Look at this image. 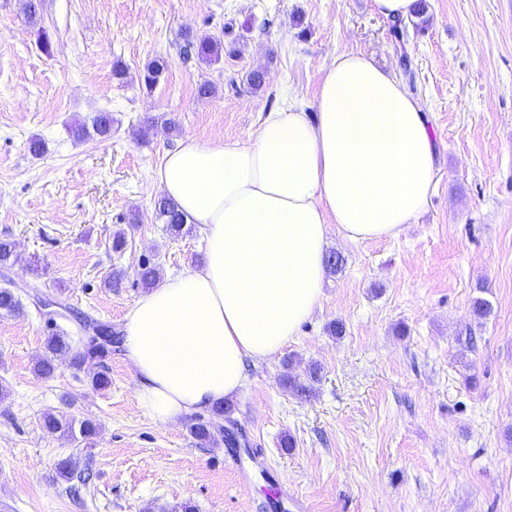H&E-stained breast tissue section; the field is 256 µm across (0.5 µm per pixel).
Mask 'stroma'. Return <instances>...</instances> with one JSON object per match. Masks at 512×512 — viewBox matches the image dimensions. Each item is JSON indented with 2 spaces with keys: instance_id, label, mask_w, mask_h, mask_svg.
I'll list each match as a JSON object with an SVG mask.
<instances>
[{
  "instance_id": "1",
  "label": "stroma",
  "mask_w": 512,
  "mask_h": 512,
  "mask_svg": "<svg viewBox=\"0 0 512 512\" xmlns=\"http://www.w3.org/2000/svg\"><path fill=\"white\" fill-rule=\"evenodd\" d=\"M36 2L31 23L23 0H0V239L17 257L0 288L37 286L115 335L144 292L142 261L166 274L204 258L198 225L175 239L156 215L166 150L249 141L291 103L314 111L325 68L353 51L397 73L409 61L439 152L427 208L397 237L349 243L329 230L342 262L320 308L249 366L230 417L204 416L233 419L236 447L195 439L191 414L151 419L124 348L80 367L61 356L38 375L47 336L75 323L48 322L26 296L21 313L0 314V512H299L296 497L300 512H512V0H425L400 39L372 0ZM187 29L226 34L236 56L183 58ZM156 57L167 67L148 89ZM259 67L253 93L246 77ZM205 82L215 93L202 98ZM101 112L111 135L76 136ZM478 298L487 318L472 313ZM313 365L309 392L283 385ZM96 372L111 386L94 388ZM49 411L94 419L93 444L48 433ZM68 457L94 474L77 501L55 480Z\"/></svg>"
}]
</instances>
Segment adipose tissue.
<instances>
[{"instance_id":"1","label":"adipose tissue","mask_w":512,"mask_h":512,"mask_svg":"<svg viewBox=\"0 0 512 512\" xmlns=\"http://www.w3.org/2000/svg\"><path fill=\"white\" fill-rule=\"evenodd\" d=\"M316 109L270 110L248 142L191 138L165 152L158 186L206 249L125 317L136 399L155 422L212 411L249 363L296 335L320 306L329 225L349 242L394 237L425 210L437 145L395 73L337 55Z\"/></svg>"}]
</instances>
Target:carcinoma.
<instances>
[{
	"mask_svg": "<svg viewBox=\"0 0 512 512\" xmlns=\"http://www.w3.org/2000/svg\"><path fill=\"white\" fill-rule=\"evenodd\" d=\"M183 53L187 56H196L199 60L211 63L217 62L224 56V41L211 34H197L187 31L183 35ZM167 62L163 58L149 61L143 74L146 86H152L166 69ZM157 216L166 224L170 236L178 238L184 234L187 220L185 215L178 211L175 204L165 196L155 203ZM22 308V303L15 292L9 288L0 289V311L14 313ZM100 331L110 328V325L97 320L83 317L78 320L79 336L74 338L62 329H56L48 336L45 343L44 354L36 361L34 370L42 376H48L54 371V362L57 357L65 354L71 355L75 366L80 367L88 360L102 361L112 353V340L96 339L88 335L89 329ZM43 426L50 433H57L70 440L81 438L88 440L97 434L98 426L92 420H83L75 423L65 415L46 412L43 415ZM78 462L65 458L57 463L56 480L68 482L78 478L82 483L90 480V474L77 475Z\"/></svg>",
	"mask_w": 512,
	"mask_h": 512,
	"instance_id": "obj_1",
	"label": "carcinoma"
}]
</instances>
